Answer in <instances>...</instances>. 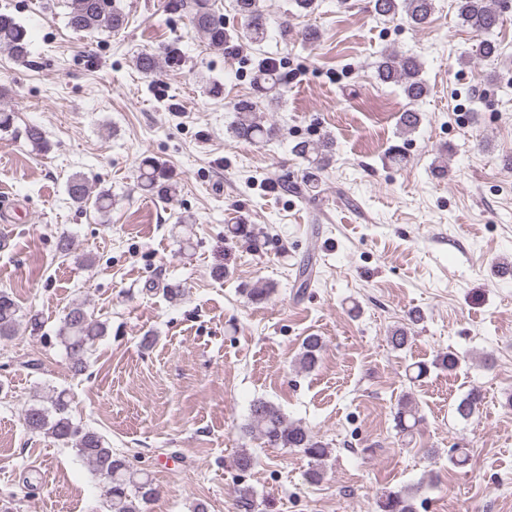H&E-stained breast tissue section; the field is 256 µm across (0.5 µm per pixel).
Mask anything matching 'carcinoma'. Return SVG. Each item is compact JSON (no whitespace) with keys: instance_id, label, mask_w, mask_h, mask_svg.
Instances as JSON below:
<instances>
[{"instance_id":"obj_1","label":"carcinoma","mask_w":512,"mask_h":512,"mask_svg":"<svg viewBox=\"0 0 512 512\" xmlns=\"http://www.w3.org/2000/svg\"><path fill=\"white\" fill-rule=\"evenodd\" d=\"M509 0H457L458 16L473 32L484 36L477 48L478 58L490 64L497 61L501 51L493 38L499 27L502 9ZM175 10L187 11L191 23L207 40L210 47L222 49L230 39L224 21L215 16L209 7V0H170ZM237 10L245 19L242 36L260 43L267 36L266 20L259 12L256 0H236ZM67 25L76 33L92 35L107 30L120 31L126 25V15L118 6V0H67ZM374 10L379 16L401 15L411 24L419 27L427 24L434 11L433 0H374ZM30 37L26 26L7 12H0V50L8 52L16 61L24 63L29 56ZM136 68L144 75L151 76L160 68L159 59L150 52L140 53ZM375 77L384 84L401 88L412 103L424 98L429 91L422 78V64L414 56H402L392 51L379 53L375 62ZM258 92L270 102L278 103L284 96V83L276 61L269 60L258 70L255 79ZM235 120L231 130L238 139L252 144H265L278 135V128L263 120L258 113L257 103L241 99L234 103ZM421 116L414 110L400 114L399 126L406 133L414 132ZM25 139L37 150L47 149L42 130L28 126ZM334 141L329 137L305 140L297 143L293 151L307 162L305 183L309 191L320 188V173L333 158ZM137 182L140 189L156 196L173 197L178 191V182L173 173L151 157L141 159L138 166ZM67 194L80 207L92 205L101 213L112 211V194L107 190L92 193L89 180L82 173L72 175L67 183ZM252 302L270 298L273 289L265 283H257L243 289ZM19 322V308L9 293L0 291V339L7 340L16 334ZM107 330L106 323L95 318L86 309V304L74 303L65 313L59 329V339L71 361L72 368L80 372L92 348ZM324 349L322 337H305L298 364L304 371H311L321 361ZM461 356L453 351L444 352L432 362V366L452 372L460 364ZM481 396L471 390L455 407L456 414L466 420L478 409ZM72 399L65 391L52 392L24 412V423L32 432L43 433L54 440L75 449L92 467L103 484L111 512H147V506L156 496V488L149 473L138 469L124 455L112 451L96 431L73 422L71 417ZM395 429L402 435L412 434L419 423L418 411L410 397L401 399L394 412ZM243 431L256 437L273 448H296L310 459L307 480L317 482L323 475V463L329 455L326 443L317 439L309 429L299 422L290 421L274 403L258 399L251 404L250 413L243 425ZM377 512H415L412 498L406 491L389 490L376 501ZM239 512H254L255 491L248 485L237 489Z\"/></svg>"}]
</instances>
